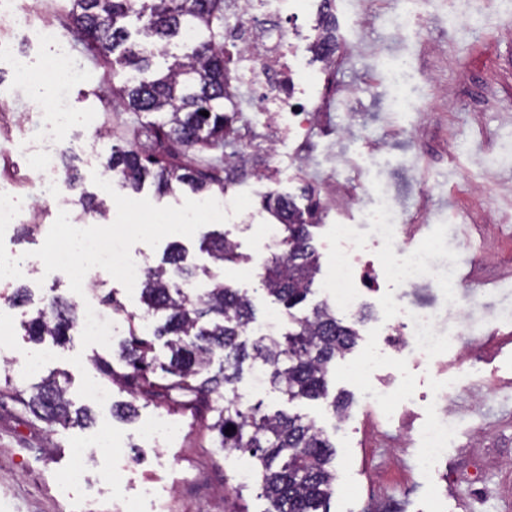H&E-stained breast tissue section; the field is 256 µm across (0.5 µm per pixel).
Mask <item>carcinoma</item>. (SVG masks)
<instances>
[{"label":"carcinoma","mask_w":512,"mask_h":512,"mask_svg":"<svg viewBox=\"0 0 512 512\" xmlns=\"http://www.w3.org/2000/svg\"><path fill=\"white\" fill-rule=\"evenodd\" d=\"M67 2L75 28L112 64V75L130 73L122 85L112 86V97L130 112L165 114L161 122L145 126L147 144L112 147L108 168L121 186L138 191L150 178L160 192L171 193L177 185L197 193L222 192L243 176V160L227 163L222 177L214 167L183 162L190 152L218 147L231 135L224 112V0ZM67 184L88 210L106 214L107 199L79 191V177L67 175ZM266 205L280 226L279 248L260 274L264 290L282 305L286 317L277 335H249L253 302L230 284L216 280L204 294L190 296L193 280L208 270L186 264V251L175 242L163 262L147 269L138 283L144 312L165 315L152 336L166 338L168 364L155 373L153 342L139 316L109 294L104 303L128 317L120 352L125 371L116 372L106 360L95 361V366L134 396L211 415L218 451L254 460L268 501L266 512H328L335 492L336 448L314 420L285 411L271 415L260 402L248 404L238 383L244 367L259 368L287 401L323 400L338 420L347 419L351 400L342 392L329 396L328 377L336 359L356 347L361 338L357 325L365 314L348 323L326 303L297 314L320 270L310 224L316 203L302 208L291 198L271 194ZM201 247L216 264L240 259L236 245L222 233L209 235ZM77 320L75 305L53 300L27 321V336L37 342L49 336L62 346ZM217 353L224 363L212 374L209 367ZM4 396L49 424L65 427L88 418L83 409L71 410L66 389L52 379L26 397L6 373L0 381V398ZM231 426L235 430L226 432Z\"/></svg>","instance_id":"cac0c4a2"}]
</instances>
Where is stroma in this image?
I'll return each mask as SVG.
<instances>
[{"label":"stroma","instance_id":"stroma-1","mask_svg":"<svg viewBox=\"0 0 512 512\" xmlns=\"http://www.w3.org/2000/svg\"><path fill=\"white\" fill-rule=\"evenodd\" d=\"M51 3L62 40L84 64L86 79L60 85L43 69L52 46L22 43L30 76L17 78L11 62L0 61V97L17 125L33 135L52 92L65 88L77 120L64 139L81 147L67 164L77 170L82 190L98 196L102 190L92 173H104L112 146L142 142L151 117L111 105L110 65L81 43L61 0ZM397 8L396 0H348L338 12L342 46L330 78L333 103L305 155H294L284 128L272 131L277 157L251 150L247 176L230 188L250 193L249 211L203 231L224 233L241 261L213 263L199 248L203 233L179 242L189 262L206 270L193 293H203L214 278L247 292L256 332L278 308L259 283L269 252L250 222L251 214L264 213L268 194L290 196L301 206L310 194L325 201L313 230L321 272L307 299L311 307L333 300L324 282L336 259L337 225H355L360 261L379 266L388 259L370 226L360 223L357 205L338 209L329 197L345 189L359 198L375 191L403 211L411 244H434L436 262L466 276L468 289L459 298L463 317L449 316L446 292L430 283L363 290L372 316L329 381L330 393L351 395L349 418L337 421L324 402L289 403L270 389L261 399L269 410L314 418L335 445L330 512H512V0H437L402 36L390 23ZM37 79L47 82L49 95L35 91ZM17 125H0V183L12 184L30 206L32 156L2 152ZM20 286L32 288V302L13 303ZM56 296L78 301L62 272L41 279L27 269L22 277L0 279V359L10 362L16 386L25 391L55 376L75 406L90 409L92 421L52 430L19 402L0 399V512H114L109 479L116 464L126 470L125 493L139 512H228L224 479L236 476L250 457L232 452L214 460L209 419L187 407L132 398L100 374L95 359L118 362L120 336L98 344L75 328L62 347L29 341L25 322ZM402 308L437 312L439 332L456 330L457 341L430 355L390 350L375 330L392 324ZM461 368L475 384L456 391L445 409L455 435L444 460L424 467L417 434L435 417V388L450 385ZM93 379L109 388L108 400L89 396ZM128 402L136 406L133 417H116V405ZM159 415L179 428L175 441L144 436V426ZM79 462L86 481L64 484ZM145 478L158 499L139 497Z\"/></svg>","mask_w":512,"mask_h":512}]
</instances>
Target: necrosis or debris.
Returning <instances> with one entry per match:
<instances>
[{
  "instance_id": "obj_1",
  "label": "necrosis or debris",
  "mask_w": 512,
  "mask_h": 512,
  "mask_svg": "<svg viewBox=\"0 0 512 512\" xmlns=\"http://www.w3.org/2000/svg\"><path fill=\"white\" fill-rule=\"evenodd\" d=\"M15 0H0V59L11 60L17 72L28 69L25 60L17 58L7 34L21 27L29 40L53 41L58 37L56 25L48 18L33 20L17 13ZM343 0H224V57L226 82L224 105L229 112H256L263 124L310 131L327 112L329 101L324 84L336 63V53L324 42L322 28L343 8ZM293 19L294 27L283 30L279 21ZM316 72L319 80L312 90L300 86V78ZM69 104L65 96L55 98L44 115L37 137H30L25 128H18L11 141L13 151L32 152L37 157L38 176L32 181L34 197L43 204L66 201L67 188L59 160L62 153V132ZM363 223L372 225L375 236L386 251L395 253L393 262L382 269L383 280L409 288L422 280L446 283L452 271L436 268L425 248L401 245L403 214L382 198L362 204ZM340 246L336 254L328 288L338 309L354 310L359 302L363 276L357 275L348 254L357 241L351 225L336 227ZM399 333L391 337L394 351L407 354L442 346L433 314L410 309L397 315Z\"/></svg>"
}]
</instances>
